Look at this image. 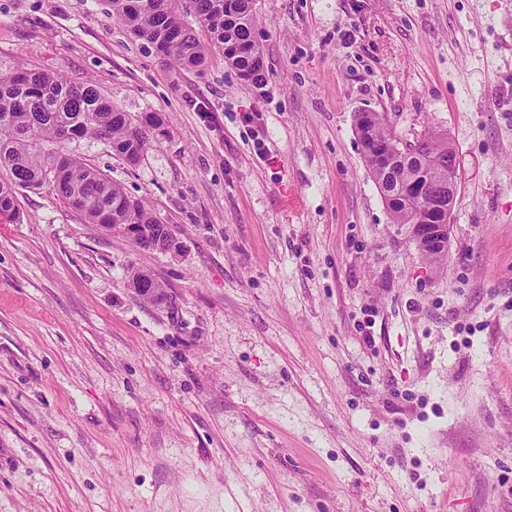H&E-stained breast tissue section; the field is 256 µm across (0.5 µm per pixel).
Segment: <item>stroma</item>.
<instances>
[{
  "label": "stroma",
  "instance_id": "obj_1",
  "mask_svg": "<svg viewBox=\"0 0 512 512\" xmlns=\"http://www.w3.org/2000/svg\"><path fill=\"white\" fill-rule=\"evenodd\" d=\"M254 37L257 82L163 61L109 0H0L1 73L166 117L134 165L64 150L180 244L48 185L0 214V512H512V0H259ZM363 109L456 151L442 265L391 223ZM130 281L136 284L137 288H146L144 291H139V295L146 299L159 300L163 295L162 285L143 270H132Z\"/></svg>",
  "mask_w": 512,
  "mask_h": 512
}]
</instances>
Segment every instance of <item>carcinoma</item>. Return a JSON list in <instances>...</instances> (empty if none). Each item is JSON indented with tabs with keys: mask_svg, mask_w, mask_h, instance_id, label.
<instances>
[{
	"mask_svg": "<svg viewBox=\"0 0 512 512\" xmlns=\"http://www.w3.org/2000/svg\"><path fill=\"white\" fill-rule=\"evenodd\" d=\"M193 7L195 24L185 20L183 3ZM112 15L138 39L150 44L167 61L185 69H203L217 52L244 79L258 76L262 51L253 36L256 15L248 0H110ZM164 117L157 112L137 121L104 97L88 81H71L45 70L18 67L0 74V167L12 179L0 181V213L16 212V188L52 185L57 196L79 212L88 224H134L140 233L166 238V225L141 201L128 197L99 170L51 149L75 138L92 136L113 151L138 163L150 136L162 133ZM363 135L380 140L394 137L378 113L356 114ZM411 149L390 178V188L402 187L427 173L435 193L387 206L391 223L419 219L443 220L436 195L448 193V139L429 135L407 143ZM131 283L149 300L162 297L163 287L143 270L131 271Z\"/></svg>",
	"mask_w": 512,
	"mask_h": 512,
	"instance_id": "cac0c4a2",
	"label": "carcinoma"
}]
</instances>
